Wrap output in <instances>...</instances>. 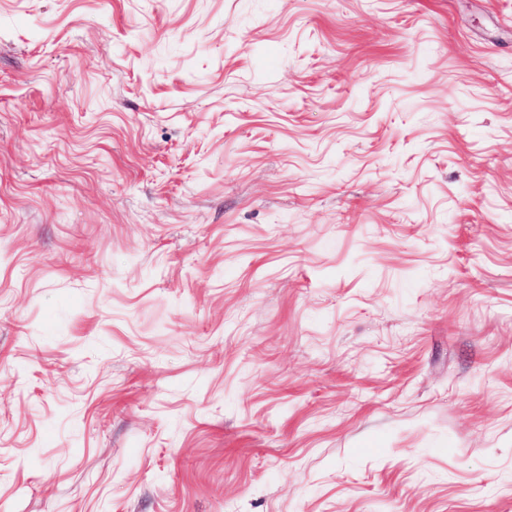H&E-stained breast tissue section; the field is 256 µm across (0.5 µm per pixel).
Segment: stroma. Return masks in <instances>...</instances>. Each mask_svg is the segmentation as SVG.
<instances>
[{
  "mask_svg": "<svg viewBox=\"0 0 512 512\" xmlns=\"http://www.w3.org/2000/svg\"><path fill=\"white\" fill-rule=\"evenodd\" d=\"M0 512H512V0H0Z\"/></svg>",
  "mask_w": 512,
  "mask_h": 512,
  "instance_id": "35a3bbf8",
  "label": "stroma"
}]
</instances>
